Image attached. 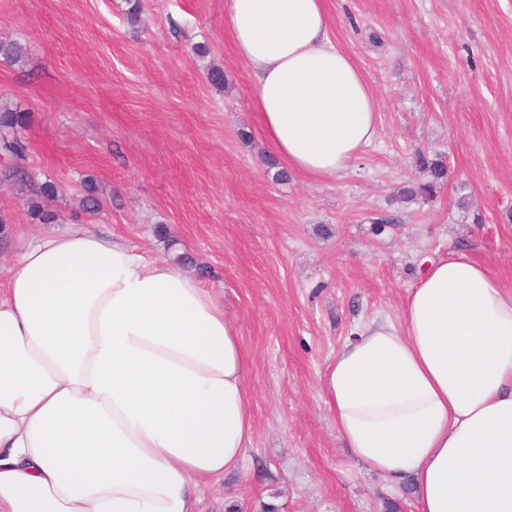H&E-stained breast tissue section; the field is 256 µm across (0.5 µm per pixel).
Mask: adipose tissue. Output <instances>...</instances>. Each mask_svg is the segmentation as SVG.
<instances>
[{"label":"adipose tissue","mask_w":512,"mask_h":512,"mask_svg":"<svg viewBox=\"0 0 512 512\" xmlns=\"http://www.w3.org/2000/svg\"><path fill=\"white\" fill-rule=\"evenodd\" d=\"M262 134L341 176L377 104L326 0H228ZM250 357L211 289L90 224L18 239L0 286V512H198L242 468ZM323 399L353 457L417 512H512V287L463 253L357 324Z\"/></svg>","instance_id":"obj_1"}]
</instances>
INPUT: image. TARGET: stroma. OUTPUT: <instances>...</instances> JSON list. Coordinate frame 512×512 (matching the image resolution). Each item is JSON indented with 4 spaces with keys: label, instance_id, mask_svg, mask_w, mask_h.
I'll use <instances>...</instances> for the list:
<instances>
[{
    "label": "stroma",
    "instance_id": "stroma-1",
    "mask_svg": "<svg viewBox=\"0 0 512 512\" xmlns=\"http://www.w3.org/2000/svg\"><path fill=\"white\" fill-rule=\"evenodd\" d=\"M141 3L134 23L126 0H0V37L28 47L0 59V103L21 111L32 170L57 188L41 201L56 219L40 223L30 188L0 186V275L11 238L68 224L188 256L250 357L254 414L245 469L207 481L201 512H415L411 484L390 491L345 447L322 384L424 262L462 252L512 286V0H327L378 112L373 142L327 181L279 179L227 0ZM417 149L448 165L428 204L396 195ZM87 182L101 213L81 205Z\"/></svg>",
    "mask_w": 512,
    "mask_h": 512
}]
</instances>
